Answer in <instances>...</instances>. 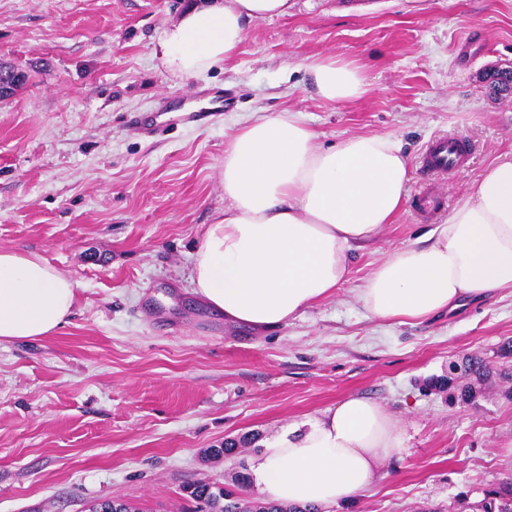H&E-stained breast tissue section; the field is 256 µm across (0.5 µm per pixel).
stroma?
<instances>
[{
    "label": "stroma",
    "mask_w": 512,
    "mask_h": 512,
    "mask_svg": "<svg viewBox=\"0 0 512 512\" xmlns=\"http://www.w3.org/2000/svg\"><path fill=\"white\" fill-rule=\"evenodd\" d=\"M196 0H0V62L30 74L0 101V248L41 254L76 284L68 325L0 344V512H191L183 486L235 487L261 441L360 394L399 418L405 457L350 512H476L512 472V381L476 386L471 355L512 371V294L415 325L368 318L359 290L386 253L444 223L485 169L512 158V94L482 74L512 69V0H295L250 23L238 53L196 77L155 54ZM360 68L358 100L316 97L306 66ZM224 91L208 125L173 108ZM300 114L327 146L395 135L408 202L354 249L347 281L288 325L226 324L194 294L191 253L224 207V142L260 113ZM165 124L143 138L140 112ZM465 137L467 164L425 172L438 138ZM441 207L419 212L423 186ZM476 386L463 404L439 389ZM235 455L211 457L225 440Z\"/></svg>",
    "instance_id": "1"
}]
</instances>
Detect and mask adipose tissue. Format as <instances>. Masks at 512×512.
I'll use <instances>...</instances> for the list:
<instances>
[{"mask_svg": "<svg viewBox=\"0 0 512 512\" xmlns=\"http://www.w3.org/2000/svg\"><path fill=\"white\" fill-rule=\"evenodd\" d=\"M292 0H207L166 30L158 50L185 78L231 59L249 23L287 16ZM317 97L350 102L361 70L333 56L307 66ZM224 208L192 254L194 293L226 322L272 330L347 280L354 248L377 238L405 202L408 158L390 134L318 146L295 113L260 114L224 145ZM75 282L42 255L0 248V343L39 339L69 322ZM512 293V159L492 164L446 223L391 250L359 290L364 310L419 323L500 292ZM407 435L377 401L349 395L302 426L265 440L256 486L275 502L320 512L358 501Z\"/></svg>", "mask_w": 512, "mask_h": 512, "instance_id": "ef3b65f1", "label": "adipose tissue"}]
</instances>
